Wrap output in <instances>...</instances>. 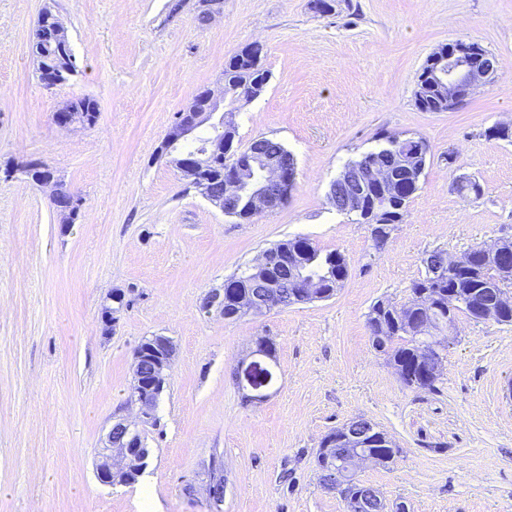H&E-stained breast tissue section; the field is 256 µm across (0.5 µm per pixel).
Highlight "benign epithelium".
I'll return each instance as SVG.
<instances>
[{
  "instance_id": "benign-epithelium-1",
  "label": "benign epithelium",
  "mask_w": 512,
  "mask_h": 512,
  "mask_svg": "<svg viewBox=\"0 0 512 512\" xmlns=\"http://www.w3.org/2000/svg\"><path fill=\"white\" fill-rule=\"evenodd\" d=\"M436 87L440 89L448 106L466 100L474 86L491 81L497 72V60L487 55L476 42L456 39L448 43V52L433 56ZM231 95V103L250 102L253 94L243 88L231 93L222 89L219 94L207 89L204 91L207 108L189 107L176 114L175 121L157 149V158L173 163L178 171L188 169L202 171L213 158L224 161V194L213 193L207 179L199 177L193 182L198 194L225 215L239 218L240 208L255 215L260 212H271L283 206L285 186H293L296 179V163L293 156L288 158L257 155L255 164L242 165L236 161L226 141L218 139L210 143L205 151L188 155L183 152L186 144L195 139L203 126L227 125L234 108H224V96ZM349 176L355 184L354 191L338 206V210L347 213H368L365 207V187L378 184L391 191L401 188V178L392 170L380 166L377 161L367 159L352 168ZM484 264L493 266L502 276H512V267L501 266L505 255H512V240L499 239L474 248ZM429 275L436 281L448 279V275L462 267L461 256L450 255L441 263L431 259L425 262ZM282 269L289 270L291 278L300 289V295L307 302H314L326 296L323 290L324 281L319 277L306 273L305 268L296 257L285 250L265 251L251 266L253 287L258 293L241 301L238 314L263 313L280 306L279 295L275 291L276 274ZM423 315L420 328L423 335L431 343V348L439 347L444 341L440 336L445 330L455 327V314L445 312L432 302L429 292L421 294ZM125 296L111 294L103 305L107 326L117 323L115 314L129 306ZM512 307V294L504 290L499 294H487L482 298L470 299L465 305L466 315L474 322L495 321L500 314ZM155 355V369L152 379L143 382L133 379L132 397L138 411L135 419H120L113 424L107 434L106 444L96 465L98 480L103 484H112V476L136 465H144L148 457V449L144 448L141 429L155 421L156 403L169 380L175 346L173 341L161 336L156 344L150 347ZM269 373L258 363L251 364L244 370L248 384L258 389L264 385ZM375 439L382 440L376 426L366 420L353 418L336 429V432L325 436L322 441V453L325 463L321 469L327 485L338 490L348 503V512H370L371 503L382 502L379 493L369 487L349 496L345 492L349 480L357 474L359 468L366 463L375 462V458L364 451ZM353 448L350 456L338 459L334 455L336 446Z\"/></svg>"
}]
</instances>
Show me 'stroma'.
I'll use <instances>...</instances> for the list:
<instances>
[{"mask_svg": "<svg viewBox=\"0 0 512 512\" xmlns=\"http://www.w3.org/2000/svg\"><path fill=\"white\" fill-rule=\"evenodd\" d=\"M0 0V170L44 163L83 206L63 226L43 188L0 174V512H142L139 485L101 484L95 464L112 422L134 418V353L170 337L168 384L146 427V470L159 512H345L316 457L354 417L388 434L393 464L359 479L406 512H512V325L458 315L436 392L407 388L366 325L380 299L406 303L426 253L459 254L512 238V0ZM67 29L77 72L45 87L32 50L39 16ZM478 42L500 69L457 108L415 103L426 59L448 41ZM265 46V91L239 104L235 145L281 141L297 161L280 209L241 224L187 188L156 157L177 112L221 91L224 64ZM77 97L93 127L60 128ZM420 135L430 146L418 192L384 249L372 227L336 210L329 184L344 164ZM480 184L461 196L457 178ZM296 237L340 251L349 275L324 301L237 320L204 313L209 291ZM137 291L103 335L100 309ZM271 340L259 390L235 372ZM224 501H209L212 465Z\"/></svg>", "mask_w": 512, "mask_h": 512, "instance_id": "obj_1", "label": "stroma"}]
</instances>
